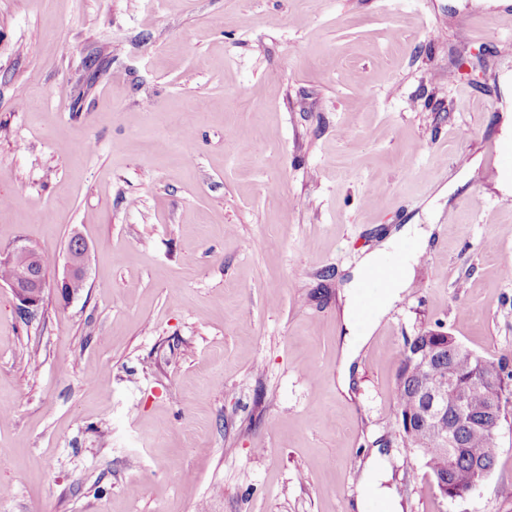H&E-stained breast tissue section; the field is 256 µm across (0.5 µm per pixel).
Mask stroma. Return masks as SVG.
I'll return each instance as SVG.
<instances>
[{
	"mask_svg": "<svg viewBox=\"0 0 512 512\" xmlns=\"http://www.w3.org/2000/svg\"><path fill=\"white\" fill-rule=\"evenodd\" d=\"M510 108L512 0H0V250L89 246L33 320L0 281V512H352L376 447L403 512H512V415L450 499L394 399L438 324L512 360ZM427 223L342 400L337 292ZM73 239V247L70 249V240L68 243L65 271L61 279H57L55 282V288H57L62 298L69 299L73 298L76 294L72 289L68 288L72 282L81 280L85 284L86 277V264L88 260L89 247L86 242L78 234L71 236ZM70 238V239H71ZM76 281L72 284V288L81 291L83 284Z\"/></svg>",
	"mask_w": 512,
	"mask_h": 512,
	"instance_id": "obj_1",
	"label": "stroma"
}]
</instances>
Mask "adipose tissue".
<instances>
[{"instance_id": "ef3b65f1", "label": "adipose tissue", "mask_w": 512, "mask_h": 512, "mask_svg": "<svg viewBox=\"0 0 512 512\" xmlns=\"http://www.w3.org/2000/svg\"><path fill=\"white\" fill-rule=\"evenodd\" d=\"M429 232L407 224L384 240L380 247L364 255L358 273L349 288L343 290L341 317L347 329L338 350L339 359L336 369V389L350 394L353 386L352 374L356 362L394 305L402 301L414 284L415 267L429 246ZM399 254V266L396 277L385 289L380 303L368 319H361L357 308L358 299L365 286L366 279L374 267L382 264L390 254ZM389 468L378 454H370L363 464L359 480V494L354 507L356 512H367L371 501H379L384 512H401L399 500L388 485Z\"/></svg>"}]
</instances>
